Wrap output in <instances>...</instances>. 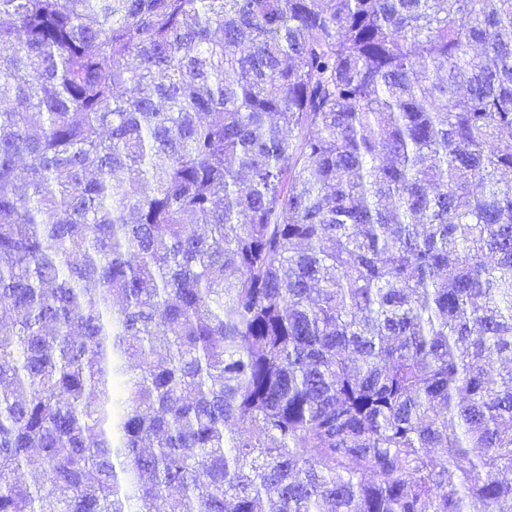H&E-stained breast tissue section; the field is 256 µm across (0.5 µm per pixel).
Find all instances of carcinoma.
I'll list each match as a JSON object with an SVG mask.
<instances>
[{
  "instance_id": "cac0c4a2",
  "label": "carcinoma",
  "mask_w": 512,
  "mask_h": 512,
  "mask_svg": "<svg viewBox=\"0 0 512 512\" xmlns=\"http://www.w3.org/2000/svg\"><path fill=\"white\" fill-rule=\"evenodd\" d=\"M0 307V512H512V0H0Z\"/></svg>"
}]
</instances>
